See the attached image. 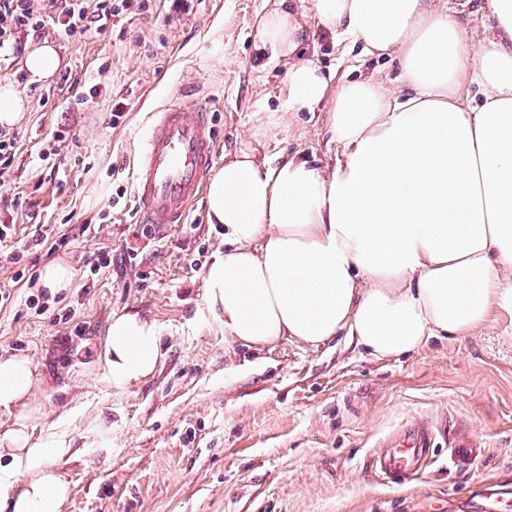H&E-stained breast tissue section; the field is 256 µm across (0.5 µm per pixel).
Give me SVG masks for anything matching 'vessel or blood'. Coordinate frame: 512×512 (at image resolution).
<instances>
[{
    "label": "vessel or blood",
    "instance_id": "obj_1",
    "mask_svg": "<svg viewBox=\"0 0 512 512\" xmlns=\"http://www.w3.org/2000/svg\"><path fill=\"white\" fill-rule=\"evenodd\" d=\"M215 146L209 109L178 93L155 117L142 142V162L135 176L134 209L142 224L186 223L213 165ZM435 436L429 424L395 433L375 459L376 469L393 483L425 470ZM482 454L480 443L456 441L449 450L453 464L464 465Z\"/></svg>",
    "mask_w": 512,
    "mask_h": 512
}]
</instances>
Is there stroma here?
Segmentation results:
<instances>
[{
  "instance_id": "obj_1",
  "label": "stroma",
  "mask_w": 512,
  "mask_h": 512,
  "mask_svg": "<svg viewBox=\"0 0 512 512\" xmlns=\"http://www.w3.org/2000/svg\"><path fill=\"white\" fill-rule=\"evenodd\" d=\"M273 0H193L174 16L167 0L124 12L69 36L50 19L58 0H33L47 24L24 47L55 46L61 66L32 80L23 55H0V82L27 103L0 127L12 143L0 187V354L28 356L41 373L33 402L39 440L64 434L71 449L51 459L70 494L61 512H512L473 487L512 478V330L489 320L469 336L431 338L421 349L378 359L346 336L320 344L232 340L209 313L204 272L224 237L198 198L189 223H137L131 196L152 112L176 90L212 110L215 166L250 126L260 93L282 71L261 70L254 19ZM301 50L322 70L353 66L396 78L383 57L355 60L331 36L307 27ZM123 116L112 120L113 104ZM297 135L271 136L269 150L301 151L333 164L323 113H298ZM49 243L33 240L41 224ZM67 238L60 249L52 240ZM20 264H13L14 254ZM110 254L112 264L100 266ZM56 259L74 270L72 288L40 285ZM75 316L65 322L64 310ZM156 321L162 357L148 378L112 384L104 349L113 315ZM436 424L427 469L404 485L380 478L372 460L406 423ZM484 454L448 466L455 439Z\"/></svg>"
}]
</instances>
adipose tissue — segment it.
<instances>
[{
    "label": "adipose tissue",
    "mask_w": 512,
    "mask_h": 512,
    "mask_svg": "<svg viewBox=\"0 0 512 512\" xmlns=\"http://www.w3.org/2000/svg\"><path fill=\"white\" fill-rule=\"evenodd\" d=\"M477 5L491 19L480 36L435 0H276L259 15V61L286 69L278 106L257 105L206 192L224 235L206 298L227 336L266 346L343 334L385 359L492 318L512 328V0ZM310 23L396 61L397 80L334 79L298 59ZM472 85L475 106L463 98ZM319 107L343 147L334 165L265 154L269 133L294 137L296 113ZM160 343L156 321L113 315V385L149 377ZM37 382L28 357L0 356V408L19 411L0 435L9 512H60L69 494L48 465L67 451L64 435L31 439Z\"/></svg>",
    "instance_id": "1"
}]
</instances>
